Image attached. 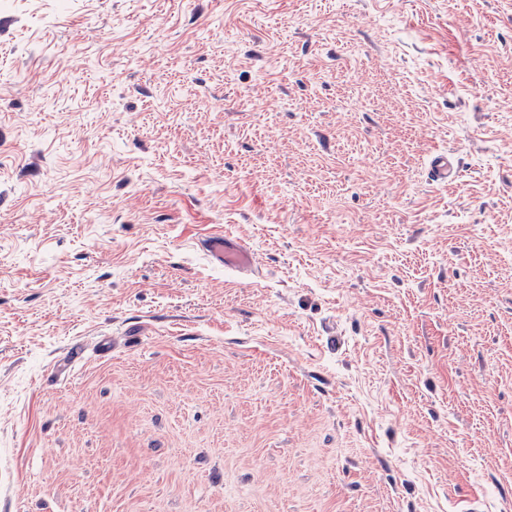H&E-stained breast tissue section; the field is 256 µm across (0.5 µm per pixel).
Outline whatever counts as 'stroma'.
Segmentation results:
<instances>
[{"instance_id":"obj_1","label":"stroma","mask_w":512,"mask_h":512,"mask_svg":"<svg viewBox=\"0 0 512 512\" xmlns=\"http://www.w3.org/2000/svg\"><path fill=\"white\" fill-rule=\"evenodd\" d=\"M473 496L512 512V0H0V512ZM460 171V160L450 151L436 153L428 162V179L437 185L451 186L458 179ZM202 247L222 266H231L243 272H251L255 266L252 251L237 238L212 235L202 241Z\"/></svg>"}]
</instances>
